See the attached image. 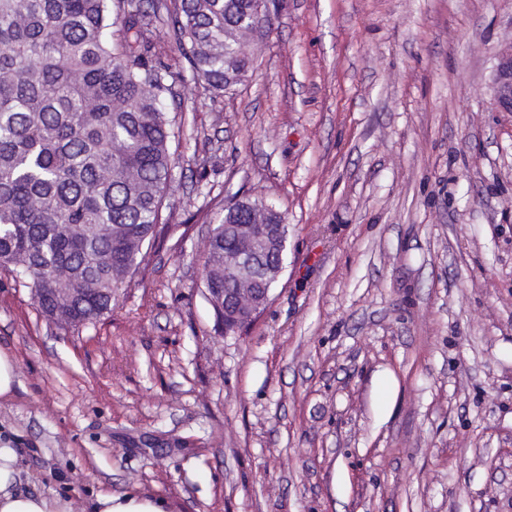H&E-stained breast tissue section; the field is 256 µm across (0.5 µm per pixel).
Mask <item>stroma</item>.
Returning a JSON list of instances; mask_svg holds the SVG:
<instances>
[{
	"instance_id": "obj_1",
	"label": "stroma",
	"mask_w": 512,
	"mask_h": 512,
	"mask_svg": "<svg viewBox=\"0 0 512 512\" xmlns=\"http://www.w3.org/2000/svg\"><path fill=\"white\" fill-rule=\"evenodd\" d=\"M183 100L176 230L79 328L0 268L17 365L0 440L20 491L86 512H512V0H269L247 79ZM275 202L288 257L227 335L196 283L233 196ZM495 101L502 112H512V45L498 57L494 76ZM86 512H165L162 504L151 498L130 494H97Z\"/></svg>"
}]
</instances>
